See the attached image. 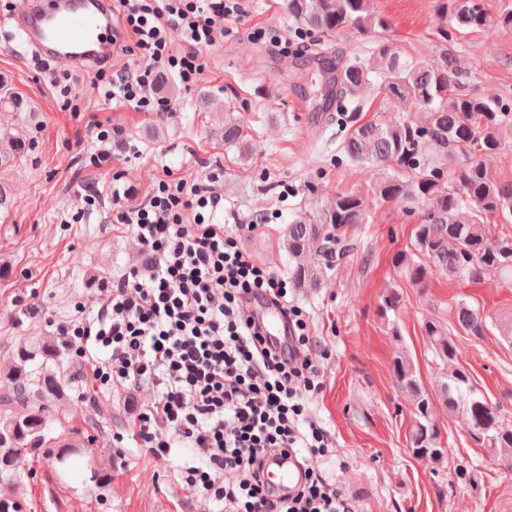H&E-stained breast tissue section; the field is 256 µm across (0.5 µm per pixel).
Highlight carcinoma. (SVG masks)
I'll list each match as a JSON object with an SVG mask.
<instances>
[{
    "label": "carcinoma",
    "instance_id": "obj_1",
    "mask_svg": "<svg viewBox=\"0 0 512 512\" xmlns=\"http://www.w3.org/2000/svg\"><path fill=\"white\" fill-rule=\"evenodd\" d=\"M437 13L458 33L488 32L512 27V8L492 18L479 0H435ZM288 15L309 35L350 32L360 39L385 27L370 10L369 0H287ZM312 57L322 62L316 83L321 108L316 121L323 128L335 126L349 133L340 152L351 163L373 172L367 196L338 192L329 199L320 223L295 219L283 230L288 250V276L296 288H318L325 270L333 268L354 249L351 231L371 218V206L404 204L422 208L407 249L397 252L393 267L408 282L426 287L435 274L472 281L484 272L512 276V237H490L491 218L512 222V181L499 179L487 161L512 138V113L497 97H485L470 89L458 55L443 48L434 61H420L387 42L370 51L353 48L329 53L313 43ZM390 106L392 115L362 121L376 98ZM0 108L26 111V102L10 84L0 81ZM413 112L425 114L419 124ZM224 144L248 156L251 138L243 123L228 115L222 132ZM8 150L0 152V165L26 154L31 137L6 136ZM317 253L324 266L308 263ZM458 331L481 337L493 324L500 336L512 343V311L494 320L466 301L457 303ZM425 333L441 360L443 372L434 391L421 382L413 359L395 350L394 372L400 392L413 410V452L439 460L440 435L433 401L449 415L462 414L470 436L493 450L499 464L512 473V429L501 421L500 406L488 401L474 387L460 353L447 331L435 323ZM79 370L66 348L54 336L31 340L20 336L6 360L0 361V470L19 468L28 451L43 450L58 465L63 483L78 450L64 446L66 435L51 437L47 419L56 401L66 396L65 385ZM72 406L101 418L112 411L100 398H78Z\"/></svg>",
    "mask_w": 512,
    "mask_h": 512
}]
</instances>
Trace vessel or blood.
Here are the masks:
<instances>
[{"mask_svg":"<svg viewBox=\"0 0 512 512\" xmlns=\"http://www.w3.org/2000/svg\"><path fill=\"white\" fill-rule=\"evenodd\" d=\"M11 21L35 54L88 72L114 61L123 43L112 0H26ZM248 313L271 340L287 335V320L278 306L256 297ZM274 465V488L294 487L300 477L297 457L278 455Z\"/></svg>","mask_w":512,"mask_h":512,"instance_id":"obj_1","label":"vessel or blood"}]
</instances>
